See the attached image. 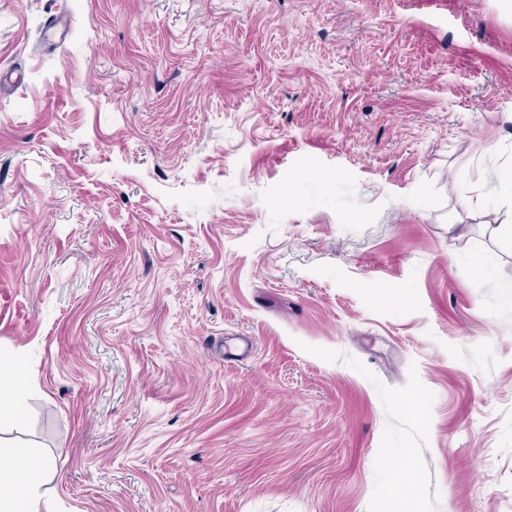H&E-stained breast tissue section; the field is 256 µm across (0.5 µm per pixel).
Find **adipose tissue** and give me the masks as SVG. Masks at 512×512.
Wrapping results in <instances>:
<instances>
[{
	"label": "adipose tissue",
	"instance_id": "adipose-tissue-1",
	"mask_svg": "<svg viewBox=\"0 0 512 512\" xmlns=\"http://www.w3.org/2000/svg\"><path fill=\"white\" fill-rule=\"evenodd\" d=\"M30 386L24 365L0 355V420L21 423ZM53 473L49 456L17 450L0 439V512H54L46 482Z\"/></svg>",
	"mask_w": 512,
	"mask_h": 512
}]
</instances>
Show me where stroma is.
Listing matches in <instances>:
<instances>
[{
	"instance_id": "stroma-1",
	"label": "stroma",
	"mask_w": 512,
	"mask_h": 512,
	"mask_svg": "<svg viewBox=\"0 0 512 512\" xmlns=\"http://www.w3.org/2000/svg\"><path fill=\"white\" fill-rule=\"evenodd\" d=\"M509 164L504 0H0V436L57 512H512ZM496 201L500 209L510 212V219L498 221L493 232L504 249H512V166L502 168L496 177ZM31 379L27 369L18 360L0 353V423L9 418L21 423L27 406Z\"/></svg>"
}]
</instances>
